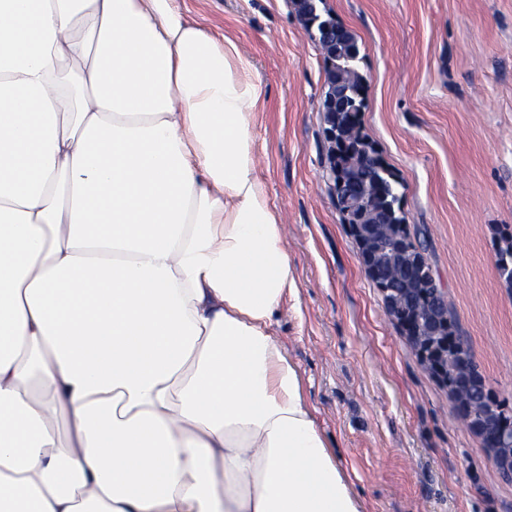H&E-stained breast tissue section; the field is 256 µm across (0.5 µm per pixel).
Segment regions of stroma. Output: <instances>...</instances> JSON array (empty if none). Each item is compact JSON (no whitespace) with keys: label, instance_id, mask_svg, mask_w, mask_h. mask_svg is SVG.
Instances as JSON below:
<instances>
[{"label":"stroma","instance_id":"stroma-1","mask_svg":"<svg viewBox=\"0 0 512 512\" xmlns=\"http://www.w3.org/2000/svg\"><path fill=\"white\" fill-rule=\"evenodd\" d=\"M317 7L357 37L363 132L401 182L408 234L424 239L479 372L512 406V288L495 265L498 232L512 231V0ZM183 9L235 40L263 83L258 174L299 284L274 333L365 512H512V477L422 368L336 209L327 62L296 0H184Z\"/></svg>","mask_w":512,"mask_h":512}]
</instances>
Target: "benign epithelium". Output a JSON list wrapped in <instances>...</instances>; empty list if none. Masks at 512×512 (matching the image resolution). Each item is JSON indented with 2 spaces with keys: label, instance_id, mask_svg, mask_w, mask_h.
<instances>
[{
  "label": "benign epithelium",
  "instance_id": "obj_1",
  "mask_svg": "<svg viewBox=\"0 0 512 512\" xmlns=\"http://www.w3.org/2000/svg\"><path fill=\"white\" fill-rule=\"evenodd\" d=\"M320 29L328 49L324 98L328 118L336 126V116L354 120L355 104L349 89L336 82V56L351 44L347 35L336 34V23L323 20ZM344 217L351 234L362 248V266L366 275L378 280L382 266L397 267L405 277L406 287L396 290L383 288L386 308L408 337L421 366L443 383H448V357H453L457 368L465 373L464 383L475 378L473 360L469 349L458 343L448 342V297H438V291L426 292L419 282L420 272L415 265L424 263L423 251L411 252L407 247L405 225H398L397 233L385 234L389 214L374 210L358 195L343 199ZM471 431L487 446L494 466L504 475H512V422L489 414H481Z\"/></svg>",
  "mask_w": 512,
  "mask_h": 512
}]
</instances>
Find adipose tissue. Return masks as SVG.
<instances>
[{
  "label": "adipose tissue",
  "mask_w": 512,
  "mask_h": 512,
  "mask_svg": "<svg viewBox=\"0 0 512 512\" xmlns=\"http://www.w3.org/2000/svg\"><path fill=\"white\" fill-rule=\"evenodd\" d=\"M263 94L180 0H0V512H364L273 333Z\"/></svg>",
  "instance_id": "adipose-tissue-1"
}]
</instances>
